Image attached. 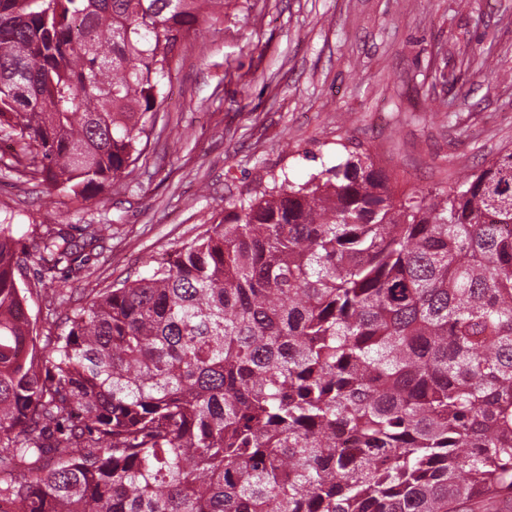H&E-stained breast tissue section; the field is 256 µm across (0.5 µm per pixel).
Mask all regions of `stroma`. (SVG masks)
I'll return each mask as SVG.
<instances>
[{
	"label": "stroma",
	"mask_w": 512,
	"mask_h": 512,
	"mask_svg": "<svg viewBox=\"0 0 512 512\" xmlns=\"http://www.w3.org/2000/svg\"><path fill=\"white\" fill-rule=\"evenodd\" d=\"M448 63L461 79L448 87ZM369 152L398 192L457 186L512 149V0H224L176 54L148 146L74 212L47 183L0 174V219L112 221L109 250L70 288L144 274L271 175L308 180Z\"/></svg>",
	"instance_id": "35a3bbf8"
}]
</instances>
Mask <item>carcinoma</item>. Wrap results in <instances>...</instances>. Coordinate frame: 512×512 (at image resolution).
I'll list each match as a JSON object with an SVG mask.
<instances>
[{
	"mask_svg": "<svg viewBox=\"0 0 512 512\" xmlns=\"http://www.w3.org/2000/svg\"><path fill=\"white\" fill-rule=\"evenodd\" d=\"M224 0H0L3 163L83 203L141 157L181 44ZM112 221L0 222V512H504L512 150L399 195L369 153L254 199L147 275L82 289ZM28 303L33 320L37 318V328L40 332L45 331L49 323L53 324V330L57 333H61L66 329V325L62 320L64 319V310H58V314L56 313V315H50L42 298L37 297L35 293L29 299Z\"/></svg>",
	"mask_w": 512,
	"mask_h": 512,
	"instance_id": "carcinoma-1",
	"label": "carcinoma"
}]
</instances>
